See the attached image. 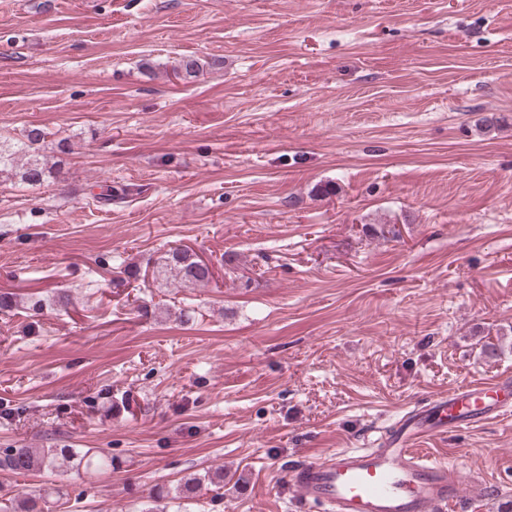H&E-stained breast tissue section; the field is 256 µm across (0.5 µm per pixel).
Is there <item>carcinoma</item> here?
Returning <instances> with one entry per match:
<instances>
[{
	"instance_id": "obj_1",
	"label": "carcinoma",
	"mask_w": 512,
	"mask_h": 512,
	"mask_svg": "<svg viewBox=\"0 0 512 512\" xmlns=\"http://www.w3.org/2000/svg\"><path fill=\"white\" fill-rule=\"evenodd\" d=\"M46 133L40 127L26 130V142L9 150L0 141V174L10 170L23 182H40L46 167L37 156L30 153L34 146L44 141ZM157 274L183 284H206L210 281V270L186 250L174 248L162 257ZM83 470L86 473H107L112 470V457L91 450L77 451L73 448H8L0 455V471L21 474L56 472L60 470ZM197 492V480L187 479L170 492L163 487L156 489L153 501L156 505L146 512H165L158 503L169 498L190 499ZM46 501L40 497L17 496L0 498V512H45Z\"/></svg>"
}]
</instances>
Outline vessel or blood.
<instances>
[{
	"mask_svg": "<svg viewBox=\"0 0 512 512\" xmlns=\"http://www.w3.org/2000/svg\"><path fill=\"white\" fill-rule=\"evenodd\" d=\"M512 415V378L470 382L413 406L376 448H344L285 471L284 485L308 512H447L458 471L422 440Z\"/></svg>",
	"mask_w": 512,
	"mask_h": 512,
	"instance_id": "1",
	"label": "vessel or blood"
}]
</instances>
